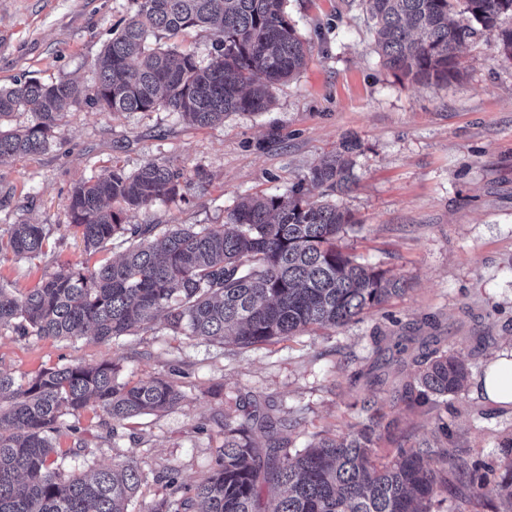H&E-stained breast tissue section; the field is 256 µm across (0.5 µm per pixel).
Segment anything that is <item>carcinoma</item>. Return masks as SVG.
<instances>
[{"mask_svg": "<svg viewBox=\"0 0 512 512\" xmlns=\"http://www.w3.org/2000/svg\"><path fill=\"white\" fill-rule=\"evenodd\" d=\"M122 26L96 60L91 97L103 112L170 109L197 126L232 112H263L271 90L305 64L308 47L288 16V0H131ZM374 21L382 64L420 84L458 80V49L484 35L512 55V0H363ZM190 28L216 38L208 63L189 48L151 44L160 32ZM73 82L37 79L0 87V163L48 147L57 122L77 103ZM33 115L19 130L13 113ZM355 138L281 195L244 197L218 226L127 224L125 214L182 196L184 173L155 162L136 173L112 168L75 187L68 224L98 265L65 266L30 289L0 281V327L21 337L109 342L145 330L160 318L175 335L205 342L232 339L242 347L278 342L313 327H340L405 291L404 281L358 261L338 245L356 224L336 202L355 184ZM119 240L125 251L112 257ZM42 224H12L0 233V255L19 259L45 254ZM432 347L413 358L414 377L397 398L416 406L459 394L467 365L448 349ZM110 361H74L44 368L27 379L0 371V512H128L146 483L134 461L91 471H65L52 460L57 437L68 431L85 448L78 423L91 409L106 417L107 436L136 417L156 415L183 398L163 377L118 381ZM373 396L361 400L365 417L343 436H322L290 452L276 438L261 448L257 428L287 427L257 410L224 417V446L199 482L186 486L176 470L160 476L165 494L147 512H431L448 471L461 476L467 463L428 441L400 448L384 465L373 460L381 421ZM497 485L512 512V439L500 448Z\"/></svg>", "mask_w": 512, "mask_h": 512, "instance_id": "cac0c4a2", "label": "carcinoma"}]
</instances>
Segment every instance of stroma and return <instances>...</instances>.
<instances>
[{
  "label": "stroma",
  "instance_id": "stroma-1",
  "mask_svg": "<svg viewBox=\"0 0 512 512\" xmlns=\"http://www.w3.org/2000/svg\"><path fill=\"white\" fill-rule=\"evenodd\" d=\"M130 8V0H0V85L35 78L83 90L46 151L0 163V229L30 222L50 231L46 256H6L0 279L28 289L58 267L97 265L98 256L59 226L72 188L103 170L133 173L155 162L184 174L181 199L127 212V223L220 225L240 197L288 191L353 137L361 144L356 183L338 202L358 225L342 244L407 287L345 326L252 348L176 336L161 320L113 343L0 328V370L18 378L71 361L119 363L123 381L177 378L179 405L142 416L112 441L98 437L99 414L84 412L89 449L71 454L72 439L62 436L64 469L137 462L148 482L129 509L144 512L164 492L156 472L177 469L188 485L208 472L224 443L218 422L225 414L251 405L294 421L284 435L300 449L313 436L347 432L368 394L393 422L376 443L377 462L390 461L398 447L435 440L442 419L449 447L498 468L499 444L512 438V407L488 403L477 380L498 352L512 348V57L483 36L460 47V80L412 83L381 64L361 0H288L311 46L305 66L273 88L267 111L233 113L200 128L164 108L112 114L91 105L95 61ZM432 335L444 337L471 377L447 403L410 408L392 389L412 377L410 357ZM402 336L411 343L400 356L394 344ZM374 375L385 386L370 387ZM498 506L494 479L476 496L454 480L438 491L431 512Z\"/></svg>",
  "mask_w": 512,
  "mask_h": 512
}]
</instances>
